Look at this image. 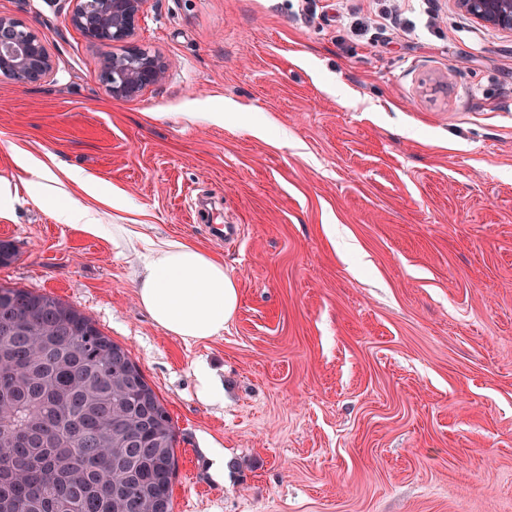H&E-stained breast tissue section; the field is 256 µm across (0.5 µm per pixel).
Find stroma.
I'll use <instances>...</instances> for the list:
<instances>
[{
  "label": "stroma",
  "instance_id": "35a3bbf8",
  "mask_svg": "<svg viewBox=\"0 0 512 512\" xmlns=\"http://www.w3.org/2000/svg\"><path fill=\"white\" fill-rule=\"evenodd\" d=\"M385 4L149 0L136 41L167 77L114 99L67 0H0L55 59L0 78V284L129 350L175 425L173 512H512V36L452 0L440 32L385 27ZM349 13L365 37L341 38ZM22 156L63 176L58 204ZM167 239L236 281L220 335L141 309L143 245ZM203 364L223 401L198 397ZM57 220L62 224H78L83 229L93 232L97 224L91 214L78 206L58 207L56 210Z\"/></svg>",
  "mask_w": 512,
  "mask_h": 512
}]
</instances>
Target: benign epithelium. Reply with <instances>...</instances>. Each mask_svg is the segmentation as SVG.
<instances>
[{
    "label": "benign epithelium",
    "instance_id": "1",
    "mask_svg": "<svg viewBox=\"0 0 512 512\" xmlns=\"http://www.w3.org/2000/svg\"><path fill=\"white\" fill-rule=\"evenodd\" d=\"M67 21L87 42L102 50L101 81L113 98H133L163 82L168 66L134 41L149 0H67ZM476 24L512 34V0H453ZM22 22L0 15V76L39 82L53 72L48 44Z\"/></svg>",
    "mask_w": 512,
    "mask_h": 512
}]
</instances>
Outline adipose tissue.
<instances>
[{
    "instance_id": "ef3b65f1",
    "label": "adipose tissue",
    "mask_w": 512,
    "mask_h": 512,
    "mask_svg": "<svg viewBox=\"0 0 512 512\" xmlns=\"http://www.w3.org/2000/svg\"><path fill=\"white\" fill-rule=\"evenodd\" d=\"M137 299L156 325L186 341L218 335L239 302L235 280L222 262L180 241L150 248Z\"/></svg>"
}]
</instances>
